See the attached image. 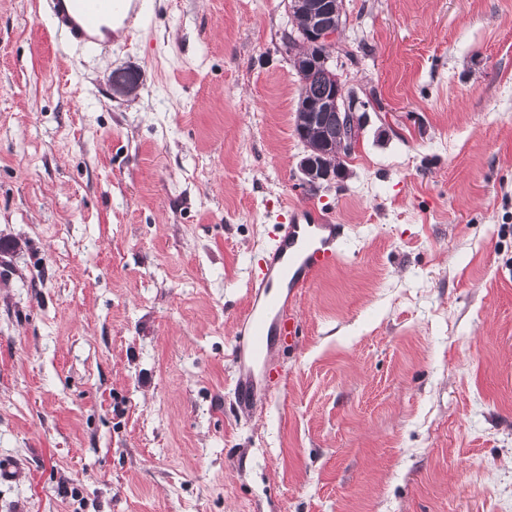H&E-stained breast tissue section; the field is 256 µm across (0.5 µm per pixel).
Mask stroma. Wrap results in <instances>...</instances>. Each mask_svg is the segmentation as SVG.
<instances>
[{
  "instance_id": "35a3bbf8",
  "label": "stroma",
  "mask_w": 512,
  "mask_h": 512,
  "mask_svg": "<svg viewBox=\"0 0 512 512\" xmlns=\"http://www.w3.org/2000/svg\"><path fill=\"white\" fill-rule=\"evenodd\" d=\"M157 2L77 50L0 0V512H512V0H343L363 122L317 189L288 0ZM303 204L340 256L242 415L235 319Z\"/></svg>"
}]
</instances>
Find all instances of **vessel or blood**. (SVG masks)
<instances>
[{
  "instance_id": "b4317fda",
  "label": "vessel or blood",
  "mask_w": 512,
  "mask_h": 512,
  "mask_svg": "<svg viewBox=\"0 0 512 512\" xmlns=\"http://www.w3.org/2000/svg\"><path fill=\"white\" fill-rule=\"evenodd\" d=\"M46 5L57 35L75 48L108 47L116 32L132 31L145 12V0H46ZM342 237L340 225L315 207L289 210L263 266L249 280L251 301L236 319L232 358L238 411H250L256 400L254 367L264 366L284 338L301 335L297 301L335 265Z\"/></svg>"
}]
</instances>
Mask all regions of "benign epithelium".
Segmentation results:
<instances>
[{
    "label": "benign epithelium",
    "mask_w": 512,
    "mask_h": 512,
    "mask_svg": "<svg viewBox=\"0 0 512 512\" xmlns=\"http://www.w3.org/2000/svg\"><path fill=\"white\" fill-rule=\"evenodd\" d=\"M291 11L305 19L288 34L287 43L297 72L313 67L328 75L331 84L317 98L307 100L302 109L310 113L311 128L301 131L299 140L306 154L299 161V169L306 183L315 187L343 178V170L328 164L316 163L309 155L316 143L336 136V131H348L343 146L352 152L356 146L358 115L353 95L345 90L340 76L333 69L336 40L342 28L341 0H291Z\"/></svg>",
    "instance_id": "7a95c632"
}]
</instances>
